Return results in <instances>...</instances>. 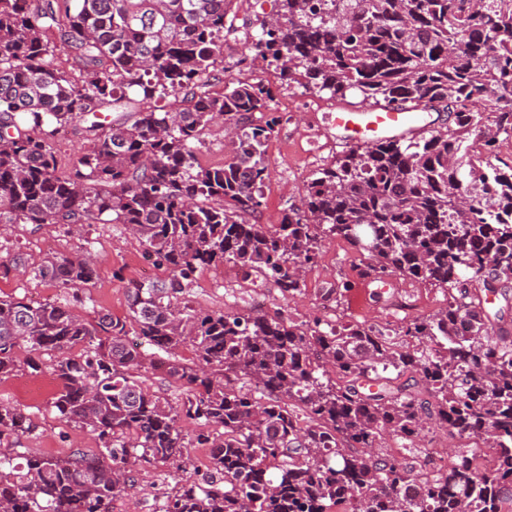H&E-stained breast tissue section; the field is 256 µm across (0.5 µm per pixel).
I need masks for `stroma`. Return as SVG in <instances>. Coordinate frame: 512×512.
<instances>
[{
  "mask_svg": "<svg viewBox=\"0 0 512 512\" xmlns=\"http://www.w3.org/2000/svg\"><path fill=\"white\" fill-rule=\"evenodd\" d=\"M278 9L277 0H232L226 18L233 31L224 42V59L232 67L227 76L248 82L269 83L274 91L273 108L280 121L266 144L270 175L261 189V205L246 213L245 221L271 230L279 224L284 211L300 207L307 185L317 171L336 154L346 149V142L337 136L326 120L328 113L343 106L366 107L360 95L340 101L328 94L315 93L298 86L279 83L272 67L254 60L246 37L259 32V22L271 17ZM237 134L222 122H214L206 130L197 155L202 162L218 163L231 160L236 151ZM90 235L95 240L94 277L84 288L99 308L121 318L127 313L125 282L144 281L140 266L142 247L138 239L123 225L96 227ZM82 238L48 226L30 232L15 226L0 232V244L9 251H20L32 261L46 253L68 254L80 250ZM365 259L350 244L339 237L326 236L320 241L314 264L302 272V291L285 298L274 284L263 282L266 302L260 310L268 316H283L301 324L322 317L339 323L361 322L373 326L400 325L403 321L435 314L448 303L446 292L426 283L408 278L389 279L384 290H377L362 275ZM122 279H115V272ZM251 282L233 264L217 269L202 270L191 293L193 305L212 310L233 309L241 313L255 310L252 305ZM19 371L0 378V400L17 406L28 415L33 430L26 434L22 446L29 453L45 457H63L73 448L94 452L98 442L62 421L52 406V394L23 400L18 390L35 376L26 368L30 357L26 347L15 351Z\"/></svg>",
  "mask_w": 512,
  "mask_h": 512,
  "instance_id": "1",
  "label": "stroma"
}]
</instances>
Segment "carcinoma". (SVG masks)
<instances>
[{"mask_svg": "<svg viewBox=\"0 0 512 512\" xmlns=\"http://www.w3.org/2000/svg\"><path fill=\"white\" fill-rule=\"evenodd\" d=\"M229 2L0 0V227L123 224L167 273L128 283L121 319L81 301L88 238L83 254L0 262L1 275L24 268L72 291L0 298V378L26 346L37 355L27 368L60 383V419L100 444L32 455L16 447L27 416L0 401V446L12 447L0 454V512H112L139 471L187 446L214 452L199 478L161 482L156 512H512V335L483 307L512 283V166L497 152L512 137L501 104L512 99V0H278L251 41L277 79L446 112L450 125L343 151L271 232L239 218L260 205L277 117L252 120L272 111L270 85L224 79ZM60 46L79 79L56 64ZM492 95L493 129L482 122ZM216 119L239 129L238 145L205 166L197 143ZM77 124L87 145L64 171L55 138ZM325 236L362 253L371 281L414 278L448 305L397 332L190 305L197 271L226 262L296 295ZM79 301L94 320L74 313ZM145 373L186 397L156 396ZM427 420L497 449L495 467L480 473L461 452L418 474L376 452L384 434L412 442ZM185 421L200 426L188 442Z\"/></svg>", "mask_w": 512, "mask_h": 512, "instance_id": "carcinoma-1", "label": "carcinoma"}]
</instances>
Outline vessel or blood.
Wrapping results in <instances>:
<instances>
[{"instance_id": "b4317fda", "label": "vessel or blood", "mask_w": 512, "mask_h": 512, "mask_svg": "<svg viewBox=\"0 0 512 512\" xmlns=\"http://www.w3.org/2000/svg\"><path fill=\"white\" fill-rule=\"evenodd\" d=\"M328 121L347 143L369 146L382 141L401 140L424 131L417 112L391 110L380 106L369 109L332 112Z\"/></svg>"}]
</instances>
